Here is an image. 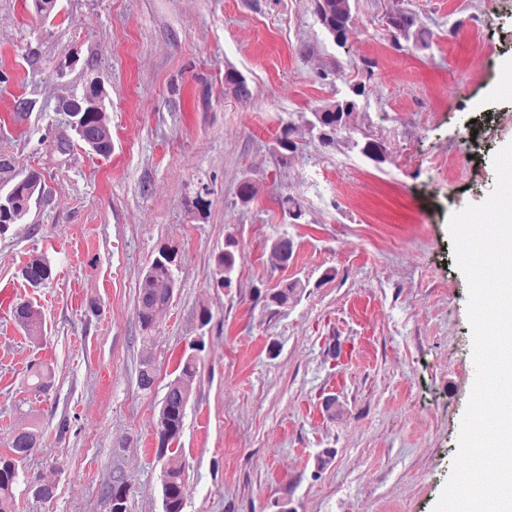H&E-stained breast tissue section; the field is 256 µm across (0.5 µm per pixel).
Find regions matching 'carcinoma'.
<instances>
[{
	"label": "carcinoma",
	"instance_id": "1",
	"mask_svg": "<svg viewBox=\"0 0 512 512\" xmlns=\"http://www.w3.org/2000/svg\"><path fill=\"white\" fill-rule=\"evenodd\" d=\"M314 14L320 17V24L330 37H336V29H351V0H313ZM393 16L406 21V41L416 48L428 49L431 46L432 32L425 27L416 14L398 8ZM365 88L351 89L352 95L336 98L312 112L313 120L302 129L289 121L280 127V136L275 143L282 150H292L298 155L304 146L305 135L318 139L324 146H333L336 141L350 134L351 117L358 104L355 97L363 95ZM224 93L232 94L237 99L248 102L252 98V90L247 79L238 72H229L224 77ZM83 144H95V153L107 157L112 153V127L108 112H91L85 123L71 127ZM74 141L63 131L57 132L54 151L61 158L68 156L73 150ZM45 187L30 176L26 180H17L7 191V196L0 195V234L8 231L11 225L26 218L32 203L43 199ZM281 205L290 218L299 221L304 215L301 202L293 196H284ZM271 258L279 267H286L294 256V242L290 238L277 237L271 241ZM179 252L173 245H163L157 251L138 286L136 316L141 331L146 332L153 327L158 311L168 308L173 297L171 287L177 286L175 271L179 264L166 258L170 252ZM22 279L32 287L45 285L53 274L51 259L45 254L33 255L20 270ZM305 284L299 280L284 282L280 288L272 292L267 301L269 308H284L297 302ZM16 319L32 343L39 342L43 337L42 315L27 303L15 307ZM179 373L168 384L166 393L160 402L156 417L158 444L156 457L161 463L163 475L162 512H184L187 491L184 478V464L179 457L175 445L180 442L184 428V419L188 402L194 391L198 373L194 355L183 356ZM155 373L153 362L145 358L140 362L138 386L143 390L151 389ZM55 378L54 368L44 362L32 363L27 366V384L35 393L47 391ZM43 436L42 429L36 422H28L13 428L8 435L5 453H0V512H16L14 488L24 472L19 463L26 460L38 447Z\"/></svg>",
	"mask_w": 512,
	"mask_h": 512
}]
</instances>
